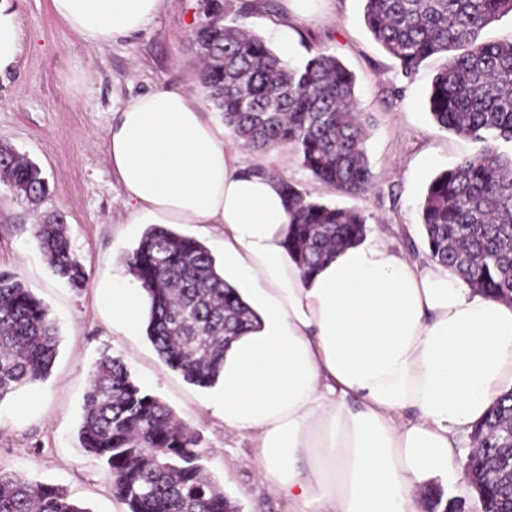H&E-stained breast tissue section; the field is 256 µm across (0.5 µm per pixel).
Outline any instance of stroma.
<instances>
[{
    "label": "stroma",
    "mask_w": 512,
    "mask_h": 512,
    "mask_svg": "<svg viewBox=\"0 0 512 512\" xmlns=\"http://www.w3.org/2000/svg\"><path fill=\"white\" fill-rule=\"evenodd\" d=\"M21 22L22 52L0 74V143L37 162L49 183L38 207L0 185V269L15 273L49 308L59 353L48 379L0 401V469L65 488L92 512H125L99 462L82 452L77 435L83 397L99 353L122 355L132 378L166 403L203 440L204 463L241 512H284L260 484L247 438L225 431L207 402L209 389L168 368L144 336L112 333V293L104 281L145 227L129 221L112 172L107 135L112 114L133 97L178 85L207 101L201 59L191 39L197 0H164L140 33L101 47L75 37L50 10L49 0H6ZM229 15L247 9V24L274 50L289 47L296 65L330 49L354 73L358 108L374 120L366 143L378 175L375 188L350 198L311 178L290 150L259 155L238 149L240 164L270 166L312 199L363 212L369 233L407 259L425 262L420 205L429 181L477 143L434 123L428 92L446 63L439 54L412 76L375 41L364 24V0H223ZM64 215L72 251L89 275L72 289L51 272L32 232L44 215Z\"/></svg>",
    "instance_id": "obj_1"
}]
</instances>
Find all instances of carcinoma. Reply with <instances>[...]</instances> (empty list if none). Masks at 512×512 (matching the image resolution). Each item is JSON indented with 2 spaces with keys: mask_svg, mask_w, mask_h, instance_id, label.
<instances>
[{
  "mask_svg": "<svg viewBox=\"0 0 512 512\" xmlns=\"http://www.w3.org/2000/svg\"><path fill=\"white\" fill-rule=\"evenodd\" d=\"M364 21L376 42L411 75L446 53L431 84L428 107L445 130L481 144L436 175L421 204L430 257L489 297L512 298V39L480 40L491 22L512 14V0H364ZM192 41L203 66L200 82L224 127L261 153L292 148L319 183L349 196L377 183L366 151L370 122L357 110L354 75L321 49L292 66L219 0H198ZM255 173L277 181L288 203V251L307 275L337 251L366 237L359 210L316 201L274 168ZM0 183L37 204L48 181L35 162L0 148ZM53 273L80 289L87 274L75 258L65 218L34 225ZM126 270L149 299L145 334L161 360L188 382L215 383L224 348L253 329L256 317L224 280L198 240L152 225L129 251ZM59 336L44 302L18 277L0 271V402L46 380ZM489 454L512 461V391L474 427ZM79 447L98 459L112 493L129 512H240L204 465L201 436L136 383L124 358L103 350L84 395ZM489 484L498 512H512V485ZM0 512H91L58 485L0 470Z\"/></svg>",
  "mask_w": 512,
  "mask_h": 512,
  "instance_id": "carcinoma-1",
  "label": "carcinoma"
}]
</instances>
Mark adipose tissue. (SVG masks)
Instances as JSON below:
<instances>
[{
	"label": "adipose tissue",
	"instance_id": "1",
	"mask_svg": "<svg viewBox=\"0 0 512 512\" xmlns=\"http://www.w3.org/2000/svg\"><path fill=\"white\" fill-rule=\"evenodd\" d=\"M163 0H50L91 46L143 31ZM223 124L167 86L118 110L107 151L135 224H196L223 238L224 278L257 316L224 353L211 401L247 435L286 512H421L457 437L512 390V302L473 291L367 238L304 276L288 253L276 181L248 171ZM112 330L139 335L148 298L112 278Z\"/></svg>",
	"mask_w": 512,
	"mask_h": 512
}]
</instances>
